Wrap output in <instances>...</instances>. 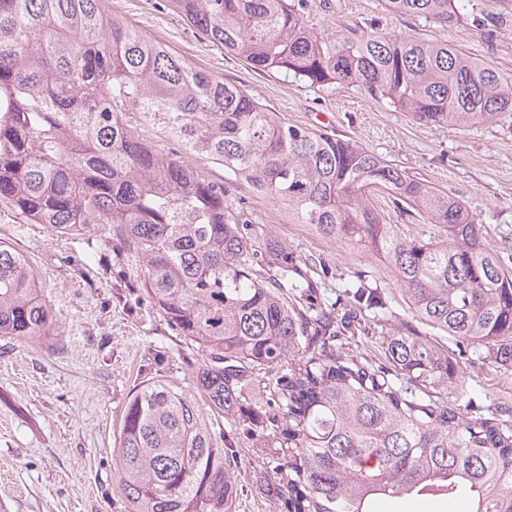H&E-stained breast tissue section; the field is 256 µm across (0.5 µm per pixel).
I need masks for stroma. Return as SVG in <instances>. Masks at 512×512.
<instances>
[{
  "mask_svg": "<svg viewBox=\"0 0 512 512\" xmlns=\"http://www.w3.org/2000/svg\"><path fill=\"white\" fill-rule=\"evenodd\" d=\"M110 6L113 15L194 66L245 89L282 121L356 141L447 190L486 227L487 244L497 255L512 253V112L468 128L422 125L354 87L311 88L251 70L204 39L167 0H110ZM303 22L329 38L373 28L445 42L512 74V21L488 37L465 23L443 28L389 14L381 0H307ZM227 198L244 199L274 240L325 262L330 274L320 280L317 299L326 307L342 309L344 292L359 275L385 292L387 317L364 314L376 334L363 351L381 360L380 330L408 317L386 265L318 237L286 208L246 187L228 186ZM371 201L403 236H445L426 217L394 209L385 194ZM0 242L29 259L56 317L47 339L0 337V512H127L113 466L124 408L152 376L193 391L201 357L141 299L137 262H118L103 241L57 237L49 225L29 223L0 203ZM485 353L476 346L463 356L464 384L487 404L512 408V371L493 372ZM270 459L264 439L241 440L236 512H280L260 478Z\"/></svg>",
  "mask_w": 512,
  "mask_h": 512,
  "instance_id": "1",
  "label": "stroma"
}]
</instances>
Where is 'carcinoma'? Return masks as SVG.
Here are the masks:
<instances>
[{"instance_id": "carcinoma-1", "label": "carcinoma", "mask_w": 512, "mask_h": 512, "mask_svg": "<svg viewBox=\"0 0 512 512\" xmlns=\"http://www.w3.org/2000/svg\"><path fill=\"white\" fill-rule=\"evenodd\" d=\"M210 43L251 69L309 87L351 85L413 120L468 127L512 112V75L437 41L323 38L305 0H169ZM386 12L489 35L506 17L457 0H383ZM156 128L288 208L319 237L385 260L412 320L359 347L379 288L352 285L348 312L311 302L320 261L271 243L224 185L155 147ZM421 212L445 240L403 239L370 197ZM0 202L62 237H98L139 262L149 303L201 352L197 399L152 377L130 397L113 461L128 512H235L233 413L268 423L282 512H373L464 492L469 512H512V411L460 406L442 387L459 361L420 326L512 370V271L465 204L352 140L289 125L240 87L191 65L112 15L109 0H0ZM35 275L0 244V336L50 335Z\"/></svg>"}]
</instances>
